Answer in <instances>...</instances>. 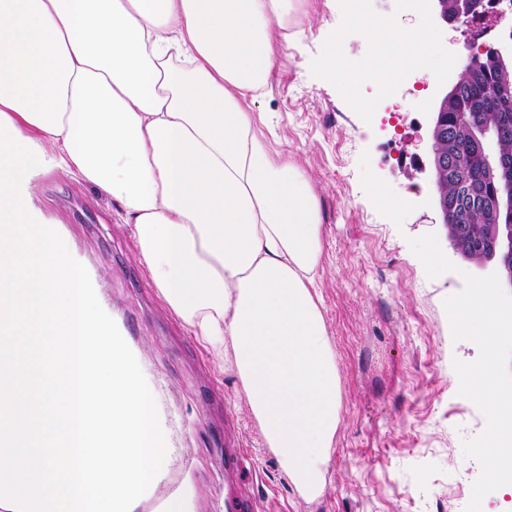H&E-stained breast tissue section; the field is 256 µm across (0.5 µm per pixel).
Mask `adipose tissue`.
Here are the masks:
<instances>
[{
    "label": "adipose tissue",
    "mask_w": 512,
    "mask_h": 512,
    "mask_svg": "<svg viewBox=\"0 0 512 512\" xmlns=\"http://www.w3.org/2000/svg\"><path fill=\"white\" fill-rule=\"evenodd\" d=\"M289 0H0V111L53 166L119 203L170 311L232 359L269 447L320 486L339 416L316 292L317 195L248 106L307 36ZM410 70L447 55L427 27L351 6Z\"/></svg>",
    "instance_id": "adipose-tissue-1"
}]
</instances>
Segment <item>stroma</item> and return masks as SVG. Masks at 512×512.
I'll list each match as a JSON object with an SVG mask.
<instances>
[{
	"label": "stroma",
	"instance_id": "stroma-1",
	"mask_svg": "<svg viewBox=\"0 0 512 512\" xmlns=\"http://www.w3.org/2000/svg\"><path fill=\"white\" fill-rule=\"evenodd\" d=\"M362 8L403 28H433L452 57L469 40L465 22L436 24L400 12L399 0H362ZM347 15V0H300L288 25H311L313 34L282 54L255 106L280 134L279 150L301 159L319 200L317 286L336 355L339 422L315 495L297 489L267 445L236 369L219 366L169 311L131 227L117 221V203L58 172L34 183L36 205L58 221L74 259L98 271L93 285L154 393L174 479L153 485L136 512H161L173 498L185 512H228L223 441L241 449L242 478L262 512H464L471 499L480 466L462 442L479 436L485 419L458 395L453 362L474 361L479 350L453 341L444 301L475 267L463 260L460 273L428 278L408 244L434 232L455 256L425 202L418 164L439 82L409 72L386 101L367 79L360 98L368 109H356L327 72L328 54L355 65L375 51Z\"/></svg>",
	"mask_w": 512,
	"mask_h": 512
}]
</instances>
